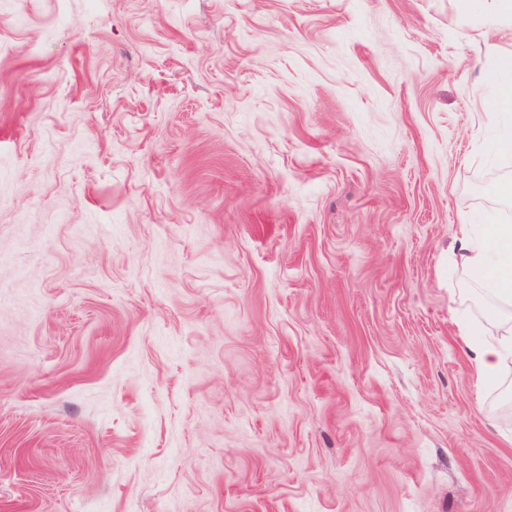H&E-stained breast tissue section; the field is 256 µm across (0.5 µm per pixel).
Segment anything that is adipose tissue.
<instances>
[{
	"label": "adipose tissue",
	"mask_w": 512,
	"mask_h": 512,
	"mask_svg": "<svg viewBox=\"0 0 512 512\" xmlns=\"http://www.w3.org/2000/svg\"><path fill=\"white\" fill-rule=\"evenodd\" d=\"M455 257L483 286L485 319L462 320L459 334L467 345L478 381L498 378L512 356V225L489 220L475 226L461 222Z\"/></svg>",
	"instance_id": "1"
}]
</instances>
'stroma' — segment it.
I'll return each mask as SVG.
<instances>
[{
    "instance_id": "35a3bbf8",
    "label": "stroma",
    "mask_w": 512,
    "mask_h": 512,
    "mask_svg": "<svg viewBox=\"0 0 512 512\" xmlns=\"http://www.w3.org/2000/svg\"><path fill=\"white\" fill-rule=\"evenodd\" d=\"M510 81L493 0H0V512H512ZM463 219L458 229L456 260L484 286L490 303L486 322L458 321L459 336L467 345L477 380L486 382L500 375L512 356V225L469 224Z\"/></svg>"
}]
</instances>
